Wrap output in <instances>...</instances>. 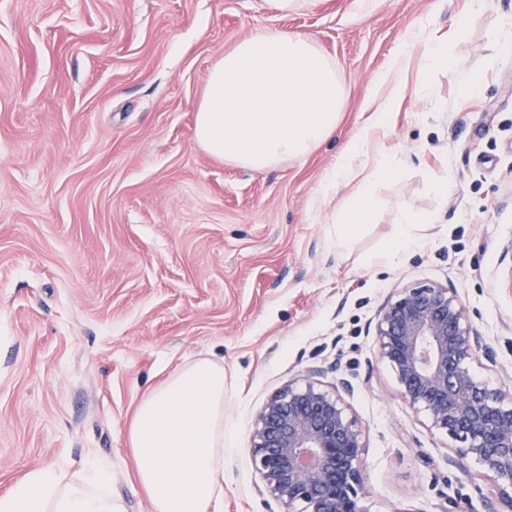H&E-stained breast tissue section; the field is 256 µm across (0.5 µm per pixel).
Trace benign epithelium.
<instances>
[{
	"mask_svg": "<svg viewBox=\"0 0 512 512\" xmlns=\"http://www.w3.org/2000/svg\"><path fill=\"white\" fill-rule=\"evenodd\" d=\"M375 336L408 405L456 442L454 463L491 474L498 489L486 512H512V387L477 379L473 364H496L453 288L416 283L380 308ZM309 370L258 413L251 449L264 492L279 512H364L361 424L348 413L345 380L332 389Z\"/></svg>",
	"mask_w": 512,
	"mask_h": 512,
	"instance_id": "benign-epithelium-1",
	"label": "benign epithelium"
}]
</instances>
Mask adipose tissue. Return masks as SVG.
Returning a JSON list of instances; mask_svg holds the SVG:
<instances>
[{"instance_id": "adipose-tissue-1", "label": "adipose tissue", "mask_w": 512, "mask_h": 512, "mask_svg": "<svg viewBox=\"0 0 512 512\" xmlns=\"http://www.w3.org/2000/svg\"><path fill=\"white\" fill-rule=\"evenodd\" d=\"M404 89L392 83L385 100L347 143L342 161L322 187L331 199L349 180L367 132L388 125ZM135 451L136 483L151 512H216L224 495V367L197 359L178 367L141 399L128 431ZM0 512H125L112 493L107 471L89 461L77 471L31 470L0 495Z\"/></svg>"}]
</instances>
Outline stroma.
<instances>
[{
    "label": "stroma",
    "instance_id": "1",
    "mask_svg": "<svg viewBox=\"0 0 512 512\" xmlns=\"http://www.w3.org/2000/svg\"><path fill=\"white\" fill-rule=\"evenodd\" d=\"M460 14L447 66L423 73L425 41ZM277 29L335 66L336 132L266 170L219 161L194 138L210 68ZM405 46V98L326 201ZM462 72L483 77L478 95L462 96ZM366 182L373 219L344 235L335 211ZM406 211L414 239L389 252ZM511 241L512 0H0V494L18 473L94 460L127 512H150L133 415L176 368L210 358L225 376L222 512H278L250 435L267 398L312 368L352 385L364 512H483L492 479L455 465L453 442L403 400L373 326L396 289L454 288L496 353L475 374L512 383Z\"/></svg>",
    "mask_w": 512,
    "mask_h": 512
}]
</instances>
